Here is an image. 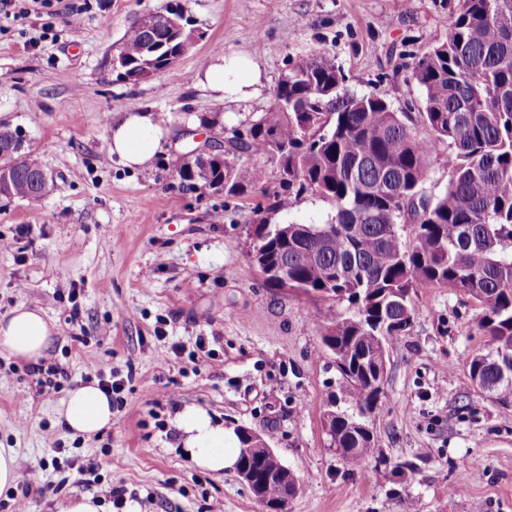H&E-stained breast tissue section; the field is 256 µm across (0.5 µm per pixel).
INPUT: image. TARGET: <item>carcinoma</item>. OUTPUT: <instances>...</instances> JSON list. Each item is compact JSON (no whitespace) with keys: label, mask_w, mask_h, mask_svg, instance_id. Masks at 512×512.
Returning a JSON list of instances; mask_svg holds the SVG:
<instances>
[{"label":"carcinoma","mask_w":512,"mask_h":512,"mask_svg":"<svg viewBox=\"0 0 512 512\" xmlns=\"http://www.w3.org/2000/svg\"><path fill=\"white\" fill-rule=\"evenodd\" d=\"M167 14L178 21L172 32ZM193 33L170 9L143 16L121 38L116 80L137 82L171 66ZM411 78L424 91L418 117L430 138L385 98L349 93L322 51L292 65L273 107L232 129L222 152L176 168L191 189L243 195L263 160L278 182L272 209L287 211L307 192L332 205L323 224L264 225L249 254L267 282L347 304L322 336L342 376L324 425L353 470L375 453L369 418L388 344L413 328L421 286L459 290L478 304L477 328L491 350L467 359L470 381L512 404V0H458L447 39L414 62ZM21 147L18 135L0 130V194L42 199L55 183L37 179L35 160L16 158ZM441 149L448 184L432 193ZM235 433L237 467L256 473L253 494L286 502L294 484L281 476L279 457L259 455L248 429Z\"/></svg>","instance_id":"1"}]
</instances>
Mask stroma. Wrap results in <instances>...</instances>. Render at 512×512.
I'll return each mask as SVG.
<instances>
[{"label": "stroma", "mask_w": 512, "mask_h": 512, "mask_svg": "<svg viewBox=\"0 0 512 512\" xmlns=\"http://www.w3.org/2000/svg\"><path fill=\"white\" fill-rule=\"evenodd\" d=\"M180 5L202 37L175 64L117 80L108 56L143 15ZM456 0H48L0 17V128L16 131L56 189L40 200L0 196V317L40 309L56 326L43 354L58 391L0 354V446L43 465L47 492L29 512H58L87 492L104 512L113 493L147 512H263L236 471L196 465L180 448L177 412L197 407L260 433L299 478L286 512H512V405L470 382L465 362L487 351L478 305L418 288L408 335L389 346L371 419L376 452L348 468L324 429L341 375L321 327L342 303L267 282L251 261L255 224H319L331 206L300 197L290 211L255 210L274 190L257 162L253 192L183 186L175 168L192 116L240 127L274 103L298 57L328 51L351 94L420 111L411 65L444 41ZM257 65L260 91L219 102L196 82L216 53ZM144 106L167 115L170 148L131 170L109 152L107 127ZM123 380L112 422L91 437L60 424L68 391L98 375ZM92 464L79 474L67 459ZM410 463L404 476L394 467Z\"/></svg>", "instance_id": "35a3bbf8"}]
</instances>
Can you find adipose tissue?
Instances as JSON below:
<instances>
[{
    "instance_id": "ef3b65f1",
    "label": "adipose tissue",
    "mask_w": 512,
    "mask_h": 512,
    "mask_svg": "<svg viewBox=\"0 0 512 512\" xmlns=\"http://www.w3.org/2000/svg\"><path fill=\"white\" fill-rule=\"evenodd\" d=\"M197 81L216 100L243 102L257 93L260 73L250 64L219 53L198 73ZM168 138V130L152 112L141 108L127 111L108 129L111 153L130 168H148ZM53 335V325L38 310L21 305L0 317V350L12 356L38 360ZM57 413L73 434L89 436L111 422L112 404L97 384L87 383L70 390ZM175 425L181 448L197 465L211 471L234 468L239 448L233 429L213 424L205 411L193 407L180 413Z\"/></svg>"
}]
</instances>
